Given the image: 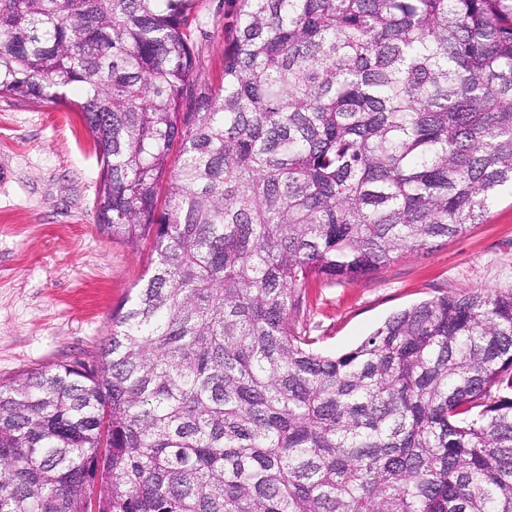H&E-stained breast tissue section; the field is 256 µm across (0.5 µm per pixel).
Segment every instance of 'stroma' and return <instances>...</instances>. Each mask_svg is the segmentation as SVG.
Here are the masks:
<instances>
[{
    "instance_id": "obj_1",
    "label": "stroma",
    "mask_w": 512,
    "mask_h": 512,
    "mask_svg": "<svg viewBox=\"0 0 512 512\" xmlns=\"http://www.w3.org/2000/svg\"><path fill=\"white\" fill-rule=\"evenodd\" d=\"M236 0H202L199 78L219 84ZM100 164L76 110L0 97V383L34 368L93 360L133 295L151 249L98 229ZM512 289V194L484 223L350 284L311 283L297 331L337 355L392 314L444 294Z\"/></svg>"
}]
</instances>
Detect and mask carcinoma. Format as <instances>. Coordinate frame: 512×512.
I'll return each mask as SVG.
<instances>
[{
	"label": "carcinoma",
	"mask_w": 512,
	"mask_h": 512,
	"mask_svg": "<svg viewBox=\"0 0 512 512\" xmlns=\"http://www.w3.org/2000/svg\"><path fill=\"white\" fill-rule=\"evenodd\" d=\"M200 2L0 0V95L81 112L154 252L95 360L0 385V512H512V290L293 323L512 191V0H241L217 87Z\"/></svg>",
	"instance_id": "1"
}]
</instances>
